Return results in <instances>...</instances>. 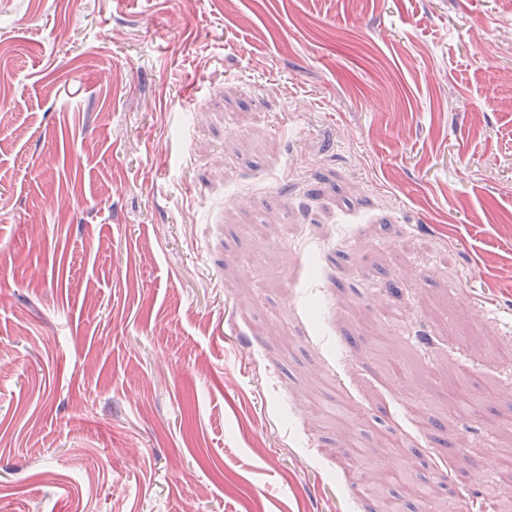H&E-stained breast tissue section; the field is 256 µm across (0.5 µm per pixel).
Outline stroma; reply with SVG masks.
<instances>
[{"label": "stroma", "mask_w": 512, "mask_h": 512, "mask_svg": "<svg viewBox=\"0 0 512 512\" xmlns=\"http://www.w3.org/2000/svg\"><path fill=\"white\" fill-rule=\"evenodd\" d=\"M360 450L512 452V0H0V512H369Z\"/></svg>", "instance_id": "obj_1"}]
</instances>
